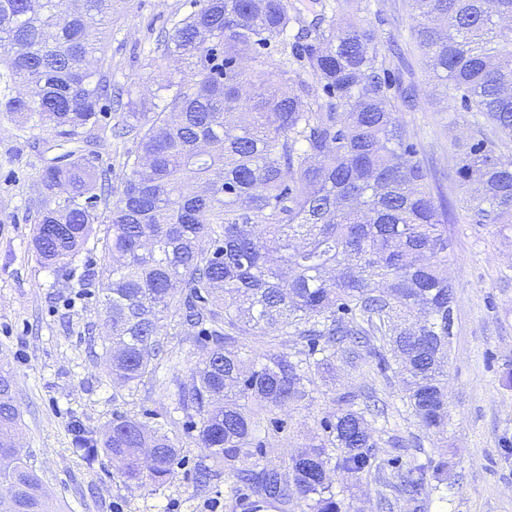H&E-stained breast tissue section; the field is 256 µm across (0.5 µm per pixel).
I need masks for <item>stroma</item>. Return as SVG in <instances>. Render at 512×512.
Instances as JSON below:
<instances>
[{
	"mask_svg": "<svg viewBox=\"0 0 512 512\" xmlns=\"http://www.w3.org/2000/svg\"><path fill=\"white\" fill-rule=\"evenodd\" d=\"M195 0H112V25L105 43L112 62V89L157 93L167 69L151 65L159 32L196 10ZM363 18L380 37V49L397 44L396 65L415 84L418 104L403 113L420 158L438 170L434 194L454 209L448 226L451 249L448 279L455 294L454 328L448 356V456L440 458L403 401L398 375L382 380L372 358L356 366L337 365L319 383L306 405L275 411L287 431L268 440L260 464L282 467L297 446L314 442L319 422L336 409L337 393L376 387L387 405L378 458H393L397 471L448 463L446 501L437 497L414 504L394 500L391 512H512V230L498 224H472L461 202L464 194L443 177L454 157V144L470 136L469 113L447 107L431 95V78L413 40L406 0H369ZM119 120L105 112L84 150L113 191H120L127 156L139 140L114 137ZM71 148L52 126L36 133L0 121V354L16 373L24 448L33 456L47 488L64 512H230L225 491L235 481L224 473L197 486L194 474L205 452L189 423L176 412L159 413L160 383L177 377L190 381L205 350L189 337L171 342L172 357L156 382L139 385L113 400L106 377V328L96 276L103 263L102 241L110 201H99L102 217L81 252L64 264L45 265L31 248L36 186L42 171ZM133 415L176 435L183 464L177 479L137 487L125 482L107 458L86 465L75 450L70 423L102 428L113 411Z\"/></svg>",
	"mask_w": 512,
	"mask_h": 512,
	"instance_id": "stroma-1",
	"label": "stroma"
}]
</instances>
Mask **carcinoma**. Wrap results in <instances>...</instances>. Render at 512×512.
<instances>
[{
    "mask_svg": "<svg viewBox=\"0 0 512 512\" xmlns=\"http://www.w3.org/2000/svg\"><path fill=\"white\" fill-rule=\"evenodd\" d=\"M413 36L435 95L472 113L469 141L448 178L473 190L471 224L512 226V0H408ZM367 0H336L312 21L288 0H201L156 41L158 59L180 63L146 106L121 104L118 135L140 152L112 201L103 243L101 303L112 387L132 390L168 356V327L207 349L190 382L172 380L176 409L197 418L206 450L200 477L229 471L234 512H355L350 486L329 465L379 484V506L438 487L417 465L390 481L378 460L359 394H336L320 443L282 468L262 466L268 414L310 398L317 382L367 354L389 380L402 375L406 405L447 442L448 280L451 209L430 188L399 113L414 85L389 80L391 59L359 14ZM112 0H0V69L19 90L0 116L29 131L47 124L78 139L99 126L112 68L103 31ZM297 28L293 41L283 39ZM280 39L276 55L245 70L240 60ZM106 180L69 151L46 167L32 232L48 265L77 256L99 222ZM241 336L264 339L254 350ZM306 344L289 351L281 337ZM16 374L0 358V484L14 512H57L34 460L19 445ZM90 466L104 452L125 480L164 484L180 448L162 427L116 413L102 434L78 427Z\"/></svg>",
    "mask_w": 512,
    "mask_h": 512,
    "instance_id": "1",
    "label": "carcinoma"
}]
</instances>
